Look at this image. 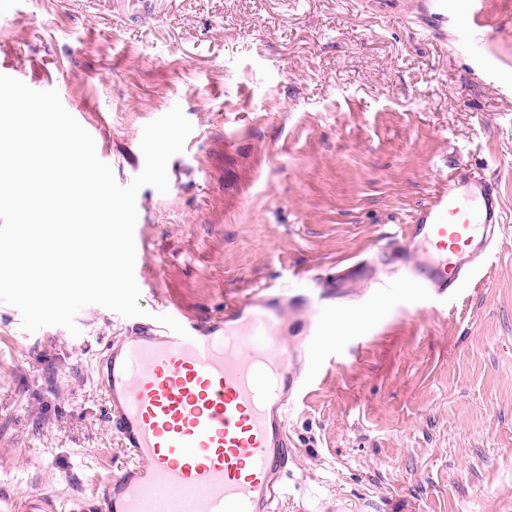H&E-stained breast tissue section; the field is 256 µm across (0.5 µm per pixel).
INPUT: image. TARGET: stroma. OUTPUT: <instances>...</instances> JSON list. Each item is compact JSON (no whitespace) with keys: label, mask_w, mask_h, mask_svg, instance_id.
<instances>
[{"label":"stroma","mask_w":512,"mask_h":512,"mask_svg":"<svg viewBox=\"0 0 512 512\" xmlns=\"http://www.w3.org/2000/svg\"><path fill=\"white\" fill-rule=\"evenodd\" d=\"M0 74L97 127L119 185L144 126L180 106L192 150L136 196L139 304L199 322L256 284H322L373 255L457 159L499 175L508 227L441 302L398 296L316 340L279 512H512V0L471 55L424 0H0ZM0 302V494L90 502L127 457L98 361L128 317L28 333Z\"/></svg>","instance_id":"1"}]
</instances>
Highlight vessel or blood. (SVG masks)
Segmentation results:
<instances>
[{
  "mask_svg": "<svg viewBox=\"0 0 512 512\" xmlns=\"http://www.w3.org/2000/svg\"><path fill=\"white\" fill-rule=\"evenodd\" d=\"M454 18V40L479 54L494 35L483 0H437ZM506 228L498 178L457 162L431 200L388 241L378 262H359L327 286L332 301L358 288H426L448 299ZM305 295L264 285L224 302V312L197 323L180 307L169 314L185 329L137 323L98 365L106 419L130 461L103 481L89 512H276L295 462L289 418L306 374L302 337L338 332L306 322ZM293 328L297 340L284 331ZM59 495L21 492L7 512H63Z\"/></svg>",
  "mask_w": 512,
  "mask_h": 512,
  "instance_id": "b4317fda",
  "label": "vessel or blood"
}]
</instances>
